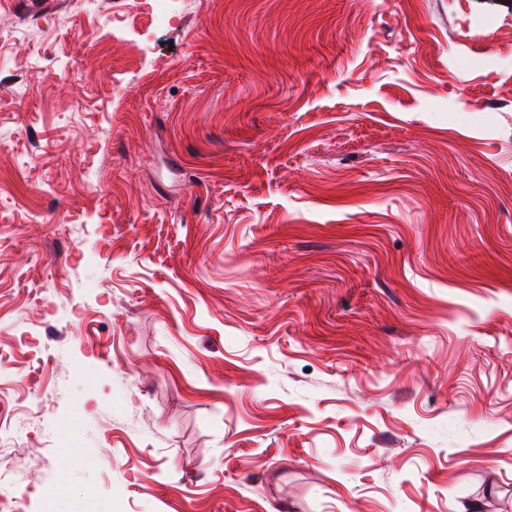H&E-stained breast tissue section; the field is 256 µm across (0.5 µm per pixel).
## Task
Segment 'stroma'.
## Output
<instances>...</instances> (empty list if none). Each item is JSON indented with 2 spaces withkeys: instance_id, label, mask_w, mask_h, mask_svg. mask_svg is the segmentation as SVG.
Wrapping results in <instances>:
<instances>
[{
  "instance_id": "stroma-1",
  "label": "stroma",
  "mask_w": 512,
  "mask_h": 512,
  "mask_svg": "<svg viewBox=\"0 0 512 512\" xmlns=\"http://www.w3.org/2000/svg\"><path fill=\"white\" fill-rule=\"evenodd\" d=\"M176 7L0 0L26 512H512V0Z\"/></svg>"
}]
</instances>
